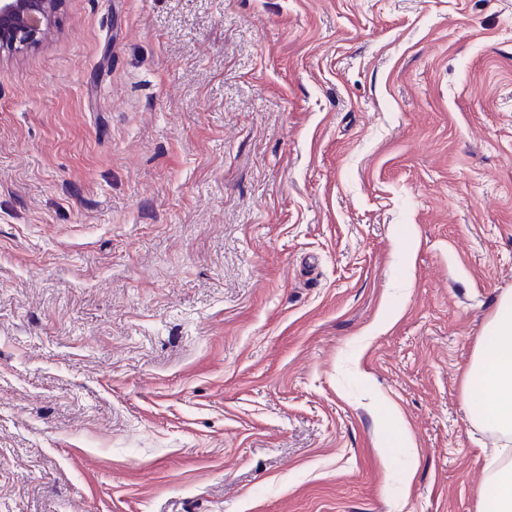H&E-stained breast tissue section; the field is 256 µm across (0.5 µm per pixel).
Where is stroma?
<instances>
[{"label": "stroma", "instance_id": "35a3bbf8", "mask_svg": "<svg viewBox=\"0 0 512 512\" xmlns=\"http://www.w3.org/2000/svg\"><path fill=\"white\" fill-rule=\"evenodd\" d=\"M512 0H62L0 56V512H481Z\"/></svg>", "mask_w": 512, "mask_h": 512}]
</instances>
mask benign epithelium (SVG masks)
Here are the masks:
<instances>
[{
	"label": "benign epithelium",
	"instance_id": "1",
	"mask_svg": "<svg viewBox=\"0 0 512 512\" xmlns=\"http://www.w3.org/2000/svg\"><path fill=\"white\" fill-rule=\"evenodd\" d=\"M57 0H0V54L38 46L53 22Z\"/></svg>",
	"mask_w": 512,
	"mask_h": 512
}]
</instances>
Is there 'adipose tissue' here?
<instances>
[{
	"mask_svg": "<svg viewBox=\"0 0 512 512\" xmlns=\"http://www.w3.org/2000/svg\"><path fill=\"white\" fill-rule=\"evenodd\" d=\"M464 404L471 419L512 441V290L504 291L485 322L466 372ZM492 477L480 491L490 512H512V454L493 457Z\"/></svg>",
	"mask_w": 512,
	"mask_h": 512,
	"instance_id": "ef3b65f1",
	"label": "adipose tissue"
}]
</instances>
